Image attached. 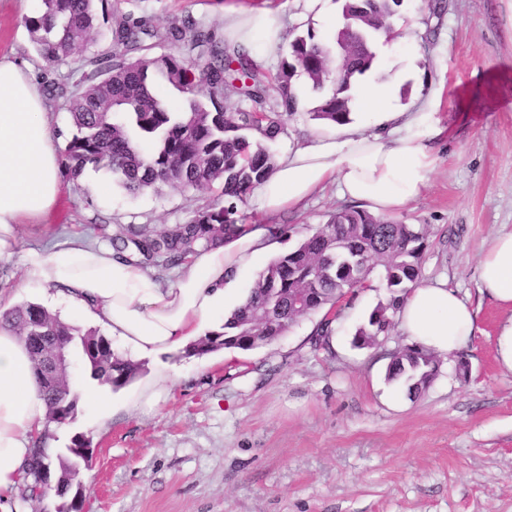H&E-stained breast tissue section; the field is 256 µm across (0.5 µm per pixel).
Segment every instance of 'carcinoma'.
<instances>
[{
	"label": "carcinoma",
	"mask_w": 512,
	"mask_h": 512,
	"mask_svg": "<svg viewBox=\"0 0 512 512\" xmlns=\"http://www.w3.org/2000/svg\"><path fill=\"white\" fill-rule=\"evenodd\" d=\"M401 3L343 0L342 27L334 37L310 32L293 39L270 82L249 50L225 43L189 14L157 27L148 17H134L117 7L98 14L94 0H42L41 10L25 17L24 25L45 63L39 79L46 90L56 89L60 65L75 55L83 60L66 75L73 86L64 104L72 125L62 149L67 177L77 181L90 168L105 169L132 195L163 186L221 187L220 198L182 224L160 231L120 227L107 236L114 252L161 273L181 265L196 249L221 245L240 231L239 204L274 164L266 142L278 137L284 116L296 109L295 74L303 72L316 89L330 86L313 119L334 125L349 121L351 85L374 63L375 42L393 33L391 19ZM101 37L109 41L106 53L94 50ZM159 46L178 52L153 54ZM159 80L180 94L182 107L173 108L160 95ZM271 92L275 103L269 106ZM426 248L425 233L410 224L357 207L337 211L294 250L273 259L245 303L224 319V331L202 337L186 355L269 345L297 319L331 311L349 292L367 287L377 269L391 292L390 301L370 314L369 328L356 331L355 343L379 346V337L393 327L388 311L399 310L408 290L417 285ZM35 315L49 335L61 337L67 353L79 358L84 373L99 385L117 390L136 377L139 365L123 358L95 330L83 332L34 303L0 312V324L16 329L31 354L48 423L69 424L78 404L67 374L46 370L41 344L31 338ZM388 357V378L404 380L411 394L434 376L436 360L427 350L411 346ZM81 453L78 438L63 451L36 449L34 460L48 462L52 476L47 480L38 465H30L31 481L22 488V501L31 512H40L50 490L64 499L59 512H80L83 490L74 481Z\"/></svg>",
	"instance_id": "cac0c4a2"
}]
</instances>
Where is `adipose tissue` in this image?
<instances>
[{
	"label": "adipose tissue",
	"mask_w": 512,
	"mask_h": 512,
	"mask_svg": "<svg viewBox=\"0 0 512 512\" xmlns=\"http://www.w3.org/2000/svg\"><path fill=\"white\" fill-rule=\"evenodd\" d=\"M228 42L258 58L276 53L282 25L272 11L254 9L224 18ZM374 126L359 123L315 135L275 160L257 188L264 224H248L223 245L198 250L171 284L113 250L73 235L22 258V281L43 304L65 299L81 318L107 328L139 359L175 352L221 331L227 306H239L241 274L280 242L271 218L300 204L328 182L373 214L403 210L427 187L441 134L433 101L403 111L394 81L367 72L351 89ZM62 154L55 143L43 92L18 62L0 57V259L11 257L24 224H44L62 188ZM479 289L509 312L497 336L496 359L512 371V231L482 250ZM403 332L427 350L460 351L478 325L470 306L446 283L413 288L399 309ZM47 427V407L20 336L0 325V512H19L15 497L35 444Z\"/></svg>",
	"instance_id": "adipose-tissue-1"
}]
</instances>
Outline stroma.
<instances>
[{
    "label": "stroma",
    "mask_w": 512,
    "mask_h": 512,
    "mask_svg": "<svg viewBox=\"0 0 512 512\" xmlns=\"http://www.w3.org/2000/svg\"><path fill=\"white\" fill-rule=\"evenodd\" d=\"M283 28L275 75L295 36L324 29L318 5L341 0H262ZM243 0H121L122 11L158 25L192 15L216 33ZM41 0H0V56L40 68L23 19ZM404 42H378L380 78L397 77L401 102L417 108L436 94L442 133L422 194L396 219L420 227L428 247L420 281L446 282L478 312L479 331L462 353L439 358L419 394L387 378L388 354L408 345L393 326L376 348L353 343L390 293L383 282L356 290L332 311L335 342L311 343L322 313L297 321L249 352H179L141 362L140 377L110 391L105 411L80 399L76 418L47 435L53 448L90 442L79 479L85 512H512V372L494 353L507 314L478 291L483 246L512 230V0H402L392 19ZM294 113L269 148L281 157L324 131L310 113L325 97L304 74L293 79ZM207 190L166 187L128 194L105 170L64 180L48 226L23 229L20 249L71 234L102 242L100 225L161 230L212 202ZM335 184L278 216L291 250L330 214L346 208ZM178 369L163 400L138 405L141 381Z\"/></svg>",
    "instance_id": "1"
}]
</instances>
